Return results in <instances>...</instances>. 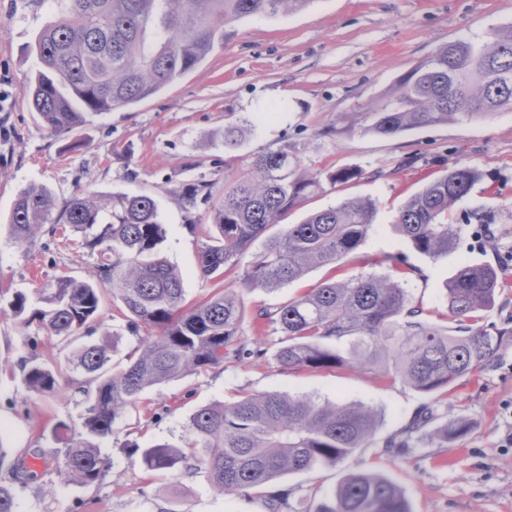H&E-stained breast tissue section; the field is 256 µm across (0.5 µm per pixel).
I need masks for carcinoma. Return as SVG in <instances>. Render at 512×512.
<instances>
[{"instance_id": "1", "label": "carcinoma", "mask_w": 512, "mask_h": 512, "mask_svg": "<svg viewBox=\"0 0 512 512\" xmlns=\"http://www.w3.org/2000/svg\"><path fill=\"white\" fill-rule=\"evenodd\" d=\"M310 0H61L35 42L42 71L23 94L44 125L61 132L147 98L200 65L224 43V26L245 18L276 17L303 9ZM512 110V27L482 42L451 41L402 74L362 113V129L395 137L416 129L446 125ZM246 128H224V148L241 146ZM352 169L323 174L301 167V148L285 143L253 156L247 170L226 169L224 191L211 224L201 230L199 273L221 280L256 244L239 287L215 288L185 304L181 275L161 255L167 229L148 193H114L102 200L80 191L59 204L45 186L21 191L13 203L9 232L15 246L29 247L38 232L68 224L82 248L98 256L97 280L59 275L39 288L42 307L28 310V297L15 292L0 302L28 326L38 321L63 340L92 336L101 325L102 296L130 318L129 325L157 330L141 340L121 371L104 370L109 346L83 345L75 362L85 380L73 394L88 403L86 437H66L67 425L51 429L66 444L62 475L86 486L101 483L109 463L96 440L134 408L149 388L264 355L243 337L240 293L274 292L311 270L336 264L354 253L371 229L375 204L350 199L286 224L288 212L325 192V184L346 183ZM483 174L475 165L452 168L406 199L394 227L421 254L437 260L455 249L461 227L448 222L453 208L468 199ZM211 197L210 185L189 186L184 208ZM465 223L488 236L492 211L474 205ZM279 227L277 234L267 235ZM400 260L384 275L354 274L324 281L275 309L262 308L255 322L278 325L283 337L275 357L282 367L318 371L351 368L380 375L423 394H435L485 367L512 337V326L478 323L501 286L502 273L489 264L464 262L447 283L448 316L463 323L450 335L425 318L403 287ZM28 388L40 395L59 393L55 372L24 363ZM377 413L354 403L318 401L286 391L244 393L231 402L198 409L187 424L184 446L128 447L152 472L193 462L204 467L211 486L231 495L269 485L285 475L334 466L372 439ZM469 430L459 418L426 433L431 439L458 438ZM311 512H411L401 488L379 473L351 471Z\"/></svg>"}]
</instances>
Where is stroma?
<instances>
[{
	"instance_id": "35a3bbf8",
	"label": "stroma",
	"mask_w": 512,
	"mask_h": 512,
	"mask_svg": "<svg viewBox=\"0 0 512 512\" xmlns=\"http://www.w3.org/2000/svg\"><path fill=\"white\" fill-rule=\"evenodd\" d=\"M53 14L45 0H0V282L35 297L47 279L95 278L97 256L65 224L17 248L9 218L20 191L49 187L57 201L87 189L106 198L113 192H145L156 199L168 236L162 254L181 273L187 302L211 284L198 274L199 239L190 225L210 221L209 203L184 210L179 194L189 183L224 189V169L241 168L251 155L290 142L302 148L303 168L359 170V177L310 198L289 223L312 211L352 198L375 201L373 225L359 248L338 268L321 267L304 280L266 293L245 294L244 333L257 310L301 294L318 282L358 273L384 274V259L402 258L411 271L404 286L428 320L456 329L442 290L466 261L497 264L512 250V112L379 137L358 119L404 72L440 45L485 40L512 25V0H311L303 10L274 18H246L224 28V44L195 70L127 108L93 117L65 132L48 130L30 112L23 84L40 70L35 40ZM276 106L273 120L258 124L242 146L225 150L226 123L254 118ZM473 164L484 174L468 202L496 214V241L488 243L463 226L457 248L431 260L393 228L404 201L456 165ZM100 334L117 349L107 365L117 372L140 341L112 302L104 304ZM281 339L267 323L257 339L259 360L192 373L148 390L146 412H129L100 444L111 470L103 482L84 486L60 474L64 449L46 430L65 422L74 437L85 434L86 403L70 384L81 380L73 358L80 340L48 336L0 313V482L11 485L17 512H312L350 471L381 473L404 492L412 512H512V340L499 358L453 387L425 395L353 369L296 372L273 358ZM34 358L57 372L55 397L32 392L22 364ZM287 391L320 401L359 403L378 414L372 440L335 467L280 478L288 501L271 510L267 492L216 493L201 467L171 474L145 471L128 443L181 446L189 417L201 406L249 392ZM426 405L440 421L464 418L467 435L432 442L414 438L401 452L388 441ZM34 472L19 482L13 467Z\"/></svg>"
}]
</instances>
